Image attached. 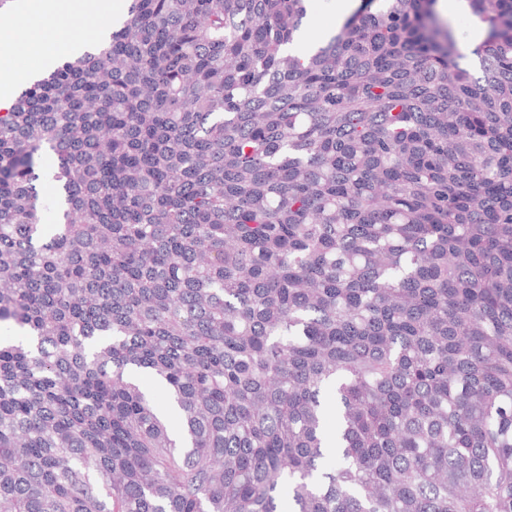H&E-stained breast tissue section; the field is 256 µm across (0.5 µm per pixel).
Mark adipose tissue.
Listing matches in <instances>:
<instances>
[{"label": "adipose tissue", "instance_id": "1", "mask_svg": "<svg viewBox=\"0 0 512 512\" xmlns=\"http://www.w3.org/2000/svg\"><path fill=\"white\" fill-rule=\"evenodd\" d=\"M98 0H22L19 22L10 34H0V73L9 82L0 84V108L10 107L19 85L40 71L78 51L67 36L73 17H93Z\"/></svg>", "mask_w": 512, "mask_h": 512}]
</instances>
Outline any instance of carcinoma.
Returning a JSON list of instances; mask_svg holds the SVG:
<instances>
[{"instance_id":"obj_1","label":"carcinoma","mask_w":512,"mask_h":512,"mask_svg":"<svg viewBox=\"0 0 512 512\" xmlns=\"http://www.w3.org/2000/svg\"><path fill=\"white\" fill-rule=\"evenodd\" d=\"M309 2L126 0L0 111V512H512V0L478 75ZM336 1L337 0H314L313 7L309 16L313 15L316 29L311 31V37L317 39L326 36L330 32H336L339 23L336 21Z\"/></svg>"}]
</instances>
